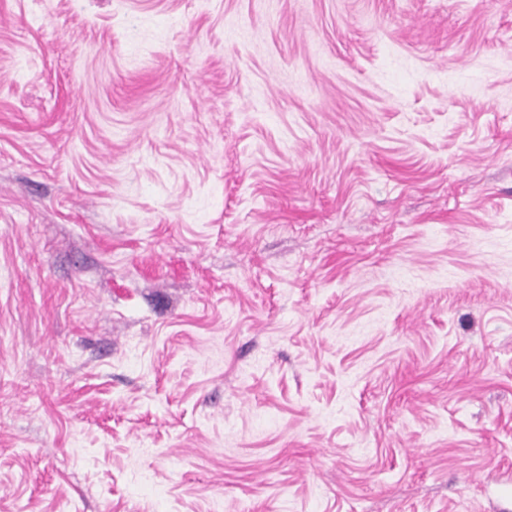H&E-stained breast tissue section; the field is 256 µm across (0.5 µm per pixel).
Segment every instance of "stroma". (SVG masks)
Here are the masks:
<instances>
[{"label": "stroma", "mask_w": 512, "mask_h": 512, "mask_svg": "<svg viewBox=\"0 0 512 512\" xmlns=\"http://www.w3.org/2000/svg\"><path fill=\"white\" fill-rule=\"evenodd\" d=\"M512 0H0V512H498Z\"/></svg>", "instance_id": "obj_1"}]
</instances>
